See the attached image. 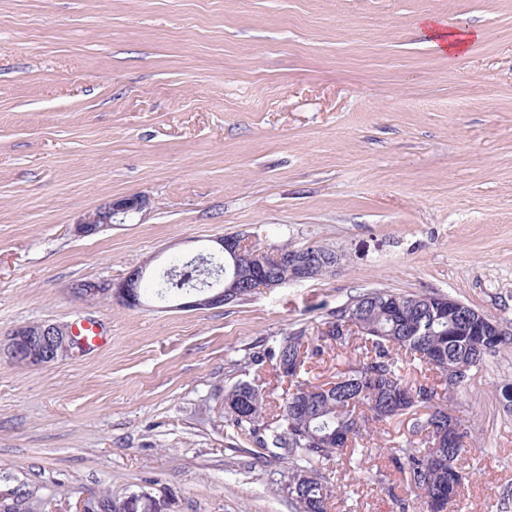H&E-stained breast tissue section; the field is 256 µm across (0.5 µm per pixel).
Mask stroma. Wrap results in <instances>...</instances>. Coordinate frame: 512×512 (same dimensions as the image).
<instances>
[{
  "label": "stroma",
  "mask_w": 512,
  "mask_h": 512,
  "mask_svg": "<svg viewBox=\"0 0 512 512\" xmlns=\"http://www.w3.org/2000/svg\"><path fill=\"white\" fill-rule=\"evenodd\" d=\"M436 16L483 32L448 58ZM145 196L123 224L71 227ZM319 245L325 275L211 309L170 295L86 305L85 280L214 252ZM385 288L450 295L512 328V0H0V342L25 323H96L85 353L0 357V493L28 512H295L290 465L257 457L224 411L249 354ZM512 350L448 403L468 420L462 512H512ZM409 416L367 425L327 473L330 512H425L385 450ZM147 204L144 196L132 195L112 200L98 209L82 215L75 224L72 232L77 237H89L112 224H123L132 214L139 212Z\"/></svg>",
  "instance_id": "35a3bbf8"
}]
</instances>
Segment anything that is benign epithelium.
Returning a JSON list of instances; mask_svg holds the SVG:
<instances>
[{
    "instance_id": "1",
    "label": "benign epithelium",
    "mask_w": 512,
    "mask_h": 512,
    "mask_svg": "<svg viewBox=\"0 0 512 512\" xmlns=\"http://www.w3.org/2000/svg\"><path fill=\"white\" fill-rule=\"evenodd\" d=\"M147 204L143 196L132 195L112 200L98 209L82 215L72 232L77 237H89L112 224H123L127 218ZM221 251L234 257L248 260L250 268V287L247 292L253 294L260 288H276L280 283L266 276L271 265L288 264L294 267L288 278L290 282H301L317 276L316 267L308 263L295 262L294 252L277 249L273 252L261 250L247 244L240 235H232L217 240ZM147 274V265L132 270L118 282L87 280L71 287L76 298L86 303L101 299H110L121 306L136 308L143 305L142 282ZM242 296L240 289L231 286H214L202 292H184L177 295L181 303L179 308L206 309L231 303ZM87 351V343L78 336L73 326L57 322L28 323L16 327L6 345L10 360L25 368H42Z\"/></svg>"
}]
</instances>
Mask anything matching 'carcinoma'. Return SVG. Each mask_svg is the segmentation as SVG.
<instances>
[{
  "mask_svg": "<svg viewBox=\"0 0 512 512\" xmlns=\"http://www.w3.org/2000/svg\"><path fill=\"white\" fill-rule=\"evenodd\" d=\"M218 270L224 272V285H230L235 268L226 254L221 267L209 258L203 264L195 259L177 264L163 288L199 287ZM477 314L468 305L465 313L448 317V295L439 292L365 291L325 319L345 325L344 331L314 338L303 330L293 331L270 350L249 357L254 365L270 361L278 373L296 368L278 414H265L262 393L246 381L224 392V410L259 449L258 455L269 452L291 462L281 490L296 503L298 512H328L335 491L324 474L326 465L335 457L354 453L356 439L368 421L382 422L424 408L427 413L414 419L409 436L387 454L403 471L409 489L426 503L438 496L448 508L458 509L463 475L456 462L469 452V432L461 419L448 414V394L487 358L512 348L511 330L496 334L485 329ZM352 340L362 358L348 364L332 388L301 379L306 360ZM416 362L436 371L444 388L410 384L405 366ZM450 424L454 426L451 436L436 440V434Z\"/></svg>",
  "mask_w": 512,
  "mask_h": 512,
  "instance_id": "obj_1",
  "label": "carcinoma"
}]
</instances>
